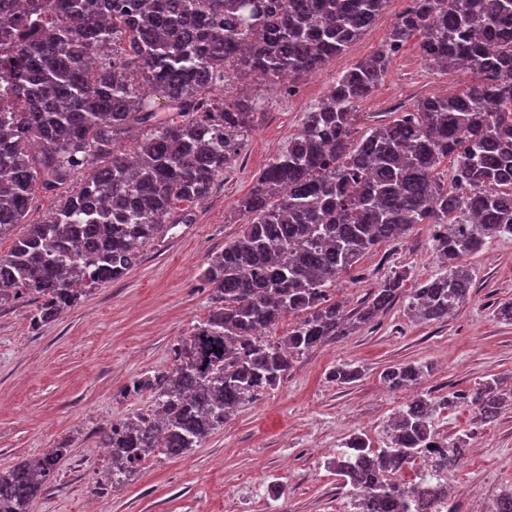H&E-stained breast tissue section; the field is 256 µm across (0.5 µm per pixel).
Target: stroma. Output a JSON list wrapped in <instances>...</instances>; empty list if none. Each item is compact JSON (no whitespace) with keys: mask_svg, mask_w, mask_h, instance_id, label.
I'll use <instances>...</instances> for the list:
<instances>
[{"mask_svg":"<svg viewBox=\"0 0 512 512\" xmlns=\"http://www.w3.org/2000/svg\"><path fill=\"white\" fill-rule=\"evenodd\" d=\"M406 7L405 0H389L360 40L300 78L293 93L274 81L254 90L234 80L217 85L212 95L219 99L254 94L263 118L242 141L235 165L194 207L191 223L143 245L139 266L89 289L80 304L40 328L31 326L32 304L0 308V469L69 446L34 512H356L330 465L349 434H365L382 448L392 417L414 396L470 390L494 375L512 384V323L495 314L498 303L512 299V238L468 257L469 298L447 319L423 322L409 310V297L439 267L431 231L421 224L403 240L379 246L335 285L333 298L353 312L386 277L404 273L401 296L378 318L295 358L277 387L241 407L200 448L155 456L110 493L98 488L108 462L99 446L102 429L152 406L148 395H126L125 385L167 370L173 344L208 314L200 275L241 229L237 200L286 148L305 110L322 100L337 75L379 49ZM473 79L466 69L427 67L418 37H411L392 58L385 81L355 104V133ZM410 361L429 365L423 382L406 389L383 384L385 367ZM343 363L359 367L360 379L331 380L330 371ZM432 425L467 439L449 477V512H489L496 496L512 488V412L485 423L469 407L441 409Z\"/></svg>","mask_w":512,"mask_h":512,"instance_id":"1","label":"stroma"}]
</instances>
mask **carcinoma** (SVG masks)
Wrapping results in <instances>:
<instances>
[{
    "instance_id": "obj_1",
    "label": "carcinoma",
    "mask_w": 512,
    "mask_h": 512,
    "mask_svg": "<svg viewBox=\"0 0 512 512\" xmlns=\"http://www.w3.org/2000/svg\"><path fill=\"white\" fill-rule=\"evenodd\" d=\"M38 0L26 39L36 86L26 112H0V239L26 232L0 254V308L36 303L40 327L78 305L88 289L140 263V247L190 221L256 127L259 103L217 101L226 78L258 74L295 89L372 26L388 0ZM61 14L44 24L38 11ZM425 64L467 66L462 90L428 96L411 110L354 137L353 106L384 81L391 59L414 35ZM148 83L168 112L137 92ZM131 150L116 145L134 132ZM112 157V164L101 161ZM454 157L451 185L438 170ZM46 219L28 217L36 196L74 181ZM245 223L210 258L202 284L210 310L173 344L172 366L136 377L126 394L150 393L148 413L113 422L100 438L110 462L100 488L136 475L155 454L198 448L242 405L277 386L293 359L348 336L399 298L394 273L347 314L332 297L336 280L379 245L431 230L440 272L422 282L409 308L441 321L470 295L464 258L512 236V0H410L374 54L336 78L303 113L299 131L237 201ZM288 335L267 339L285 314ZM428 366L386 367L382 382H421ZM512 389L498 381L437 399L410 401L389 424L384 448L352 434L333 462L358 512H411L442 498L464 455L461 438H441L436 410L472 407L491 422ZM68 448L59 446L0 471V512H33ZM440 480L406 481L417 461Z\"/></svg>"
}]
</instances>
